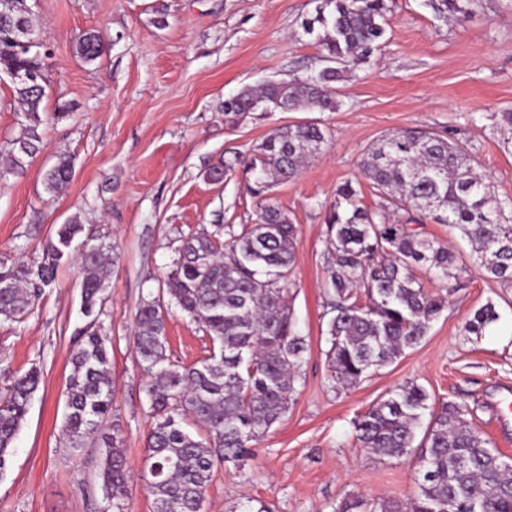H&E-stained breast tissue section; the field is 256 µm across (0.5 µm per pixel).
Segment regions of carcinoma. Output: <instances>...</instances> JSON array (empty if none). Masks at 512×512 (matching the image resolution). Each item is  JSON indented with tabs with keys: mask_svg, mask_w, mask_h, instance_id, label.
Here are the masks:
<instances>
[{
	"mask_svg": "<svg viewBox=\"0 0 512 512\" xmlns=\"http://www.w3.org/2000/svg\"><path fill=\"white\" fill-rule=\"evenodd\" d=\"M442 18L464 14L463 0H427ZM22 0H0V69L44 73L42 52L15 50L13 28L35 30L33 12ZM385 0H321L305 21L317 34L324 66L292 82L245 87L224 101L225 121L239 122L254 112H288L304 107L334 111L335 87L351 69L369 64L381 50L387 26ZM98 36H83L77 53L86 62L102 55ZM23 112L20 132L8 142L9 169L24 171L37 151L44 124L43 80L13 84ZM326 133L311 123L280 127L242 162L258 198L252 224H214L183 237L172 269L158 295L140 303L132 345L149 377L146 386L153 426L146 440L142 473L153 512H201L215 468L240 460L288 411L296 369L308 349L292 321L288 281L295 262L298 227L268 202L278 183L295 178L317 157ZM360 168L381 198L371 209L349 180L336 191L325 217L330 261L326 341L332 380L354 386L416 347L448 305V296L477 270L512 287V201L496 198L475 160L444 131L403 129L382 136L364 153ZM72 161L61 157L43 176L45 190L57 194L72 177ZM409 219L393 224L387 209ZM458 230L472 247L464 262L449 247L425 235L423 220ZM83 237L81 307L86 324L76 330L62 431L77 450L97 437L105 446L99 472L112 512H126L129 472L118 425L102 432L112 417V377L106 337L108 247L71 218L40 262L0 261V316L17 321L29 314L55 280L58 263ZM434 273L442 286L428 291L420 270ZM176 307L202 325L213 349L191 366L167 355L165 317ZM489 301L463 325L464 335L480 336L496 320ZM41 383L33 367L18 375L0 395V471L7 467L13 441ZM430 395L407 382L372 404L354 421L362 447L395 459H415L419 494L406 502H386L382 512H512V464L489 446L471 425L466 404H428ZM429 422L421 441L416 430ZM360 497L341 499L334 512H367Z\"/></svg>",
	"mask_w": 512,
	"mask_h": 512,
	"instance_id": "obj_1",
	"label": "carcinoma"
}]
</instances>
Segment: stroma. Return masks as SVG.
I'll return each instance as SVG.
<instances>
[{
	"mask_svg": "<svg viewBox=\"0 0 512 512\" xmlns=\"http://www.w3.org/2000/svg\"><path fill=\"white\" fill-rule=\"evenodd\" d=\"M319 0H38L50 119L23 173L6 171L19 107L0 82V259L41 260L58 224L79 217L110 248L102 333L112 372V416L123 430L131 474L128 512H153L140 480L151 425L130 338L140 301L158 291L184 234L210 224H251L256 200L234 158L275 128L324 129L321 156L273 187L271 201L298 226L288 302L308 344L287 413L239 461L215 469L204 512H241L248 500L271 512H333L347 495L372 506L416 493L411 462L373 453L354 420L411 381L433 399L465 403L473 426L512 458V288L472 274L427 336L353 387L335 385L326 358L325 211L336 188L356 183L361 202L380 199L359 162L381 136L408 128L448 132L487 175L498 199L512 198V0H467L459 19H438L426 0H386L390 26L374 62L338 82L336 111L302 109L224 121V101L245 86L287 82L323 65V49L302 28ZM88 32L103 54L77 52ZM65 109L66 118L52 115ZM69 156L74 176L50 195L42 177ZM233 167L222 181L209 172ZM497 320L481 336L463 324L486 303ZM77 254L61 261L53 288L15 322L0 319V394L38 368L42 381L0 474V512H106L98 473L102 442L71 451L62 436L74 333L85 325ZM167 353L189 366L210 354L201 326L179 310L166 318Z\"/></svg>",
	"mask_w": 512,
	"mask_h": 512,
	"instance_id": "obj_1",
	"label": "stroma"
}]
</instances>
